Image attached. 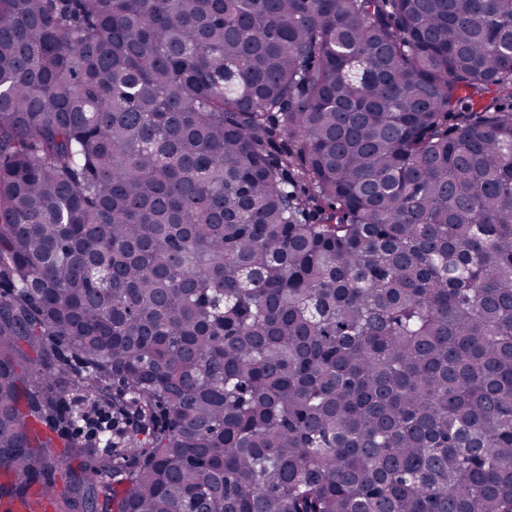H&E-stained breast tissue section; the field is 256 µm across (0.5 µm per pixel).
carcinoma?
<instances>
[{
    "label": "carcinoma",
    "mask_w": 512,
    "mask_h": 512,
    "mask_svg": "<svg viewBox=\"0 0 512 512\" xmlns=\"http://www.w3.org/2000/svg\"><path fill=\"white\" fill-rule=\"evenodd\" d=\"M501 95L512 0H0V500L512 512Z\"/></svg>",
    "instance_id": "obj_1"
}]
</instances>
